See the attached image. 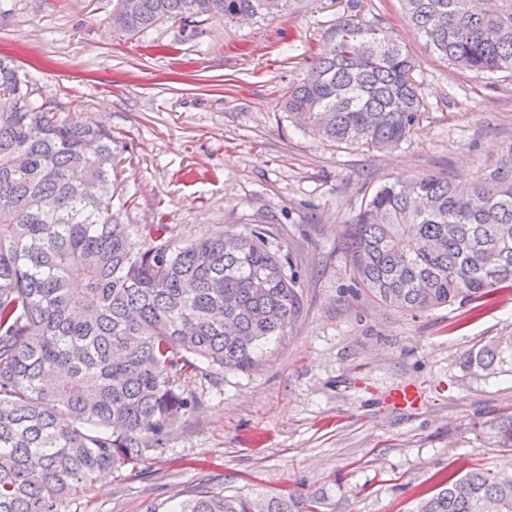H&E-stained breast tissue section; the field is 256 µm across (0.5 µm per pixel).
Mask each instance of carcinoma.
I'll list each match as a JSON object with an SVG mask.
<instances>
[{
    "instance_id": "obj_1",
    "label": "carcinoma",
    "mask_w": 512,
    "mask_h": 512,
    "mask_svg": "<svg viewBox=\"0 0 512 512\" xmlns=\"http://www.w3.org/2000/svg\"><path fill=\"white\" fill-rule=\"evenodd\" d=\"M112 27L136 36L300 12L305 0H119ZM449 65L512 74V0H399ZM353 13L282 108L337 145L391 150L425 114L398 35ZM112 133L57 116L0 57V512H67L101 471L136 469L203 404L191 385L244 371L299 310L288 258L263 229L178 241L167 225L112 213ZM353 280L416 315L476 311L512 288V142L462 192L446 175L377 188L349 224ZM512 334L464 357L491 371ZM318 501L226 496L199 486L180 512H317ZM410 512H512V474L470 466Z\"/></svg>"
}]
</instances>
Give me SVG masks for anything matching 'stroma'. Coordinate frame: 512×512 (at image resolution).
<instances>
[{
  "label": "stroma",
  "mask_w": 512,
  "mask_h": 512,
  "mask_svg": "<svg viewBox=\"0 0 512 512\" xmlns=\"http://www.w3.org/2000/svg\"><path fill=\"white\" fill-rule=\"evenodd\" d=\"M117 0H0V56L59 116L106 126L122 151L126 224H165L177 239L262 227L287 253L300 311L258 366L202 383L203 405L138 470L106 471L68 512H179L199 485L231 495L313 496L321 512H410L463 463L512 459V364L465 369L466 353L512 331V289L479 312L419 316L354 287L346 228L380 185L422 174L472 180L512 142V78L448 67L410 29L399 0H362L417 62L426 113L411 139L369 153L304 133L280 108L348 0L295 16L128 38ZM406 383L420 405L390 409Z\"/></svg>",
  "instance_id": "35a3bbf8"
}]
</instances>
